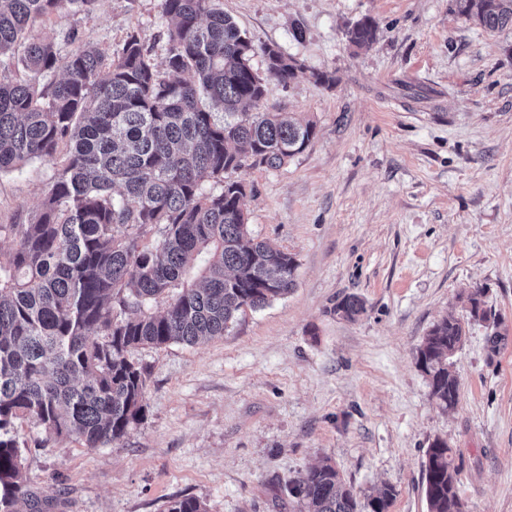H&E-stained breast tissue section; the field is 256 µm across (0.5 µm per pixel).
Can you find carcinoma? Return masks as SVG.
<instances>
[{"mask_svg":"<svg viewBox=\"0 0 512 512\" xmlns=\"http://www.w3.org/2000/svg\"><path fill=\"white\" fill-rule=\"evenodd\" d=\"M95 0H0V58L13 54L39 18ZM169 21L163 65L132 33L116 57L78 44L62 55L51 42L24 45L27 76L0 80V173L31 160L52 165L38 214L0 224V512H43L30 486L16 421L29 419L86 448L120 441L144 415L147 370L139 347L194 345L224 335L244 308L260 310L295 286V256L252 236L246 186L228 177L247 162L279 168L316 134L311 121L282 112H242L269 82L288 85L303 70L273 44L256 49L215 0H161ZM467 21L495 33L512 28V0H452ZM377 25L347 30L368 47ZM61 73L50 91L38 78ZM66 147L63 157L59 148ZM155 245L141 242L148 232ZM483 292L470 317L486 320ZM166 299L163 311L149 305ZM364 302L350 295L337 316L354 320ZM465 323L445 317L417 351L435 402L454 407L452 357ZM428 512H461L459 466L442 438L422 463ZM289 492L300 512H388L386 484L360 499L336 465L310 469ZM165 512H206L193 497Z\"/></svg>","mask_w":512,"mask_h":512,"instance_id":"cac0c4a2","label":"carcinoma"}]
</instances>
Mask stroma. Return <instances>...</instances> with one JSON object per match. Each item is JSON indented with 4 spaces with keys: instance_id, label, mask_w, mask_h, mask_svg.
<instances>
[{
    "instance_id": "stroma-1",
    "label": "stroma",
    "mask_w": 512,
    "mask_h": 512,
    "mask_svg": "<svg viewBox=\"0 0 512 512\" xmlns=\"http://www.w3.org/2000/svg\"><path fill=\"white\" fill-rule=\"evenodd\" d=\"M216 5L304 66L259 109L313 120L315 137L280 168L233 174L252 235L295 255L296 286L224 335L134 351L145 416L112 446L21 421L30 484L47 512H164L182 496L207 512H299L289 485L328 459L361 493L392 485L389 512H428L422 462L440 437L467 512H512V30L472 25L449 0ZM365 18L379 35L360 49L346 33ZM166 30L161 0H96L27 38L111 55L134 31L159 64ZM52 175L38 160L0 173V224L30 221ZM477 288L486 321L469 315ZM349 294L365 303L352 321L333 312ZM447 315L467 335L444 410L417 350Z\"/></svg>"
}]
</instances>
